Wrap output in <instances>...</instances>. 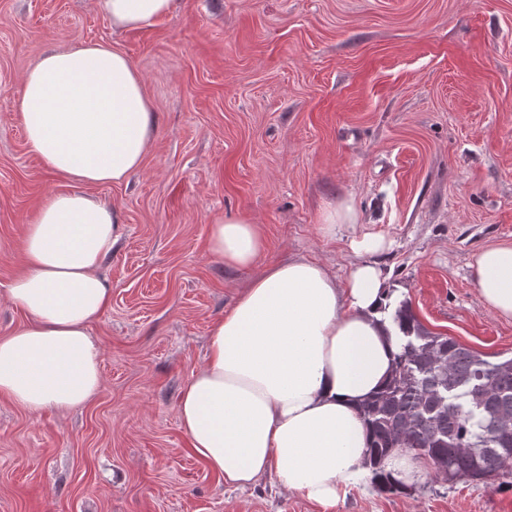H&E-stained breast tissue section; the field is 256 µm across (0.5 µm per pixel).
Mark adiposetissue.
I'll list each match as a JSON object with an SVG mask.
<instances>
[{"mask_svg": "<svg viewBox=\"0 0 512 512\" xmlns=\"http://www.w3.org/2000/svg\"><path fill=\"white\" fill-rule=\"evenodd\" d=\"M176 4L95 0L120 32L152 25ZM14 110L29 150L72 188L48 195L27 229L23 270L8 288L27 322L0 337V397L35 413L67 410L102 387L91 329L112 300L100 267L121 222L86 189L122 183L142 167L156 116L142 76L106 42L43 54ZM352 247L363 259L341 283L304 257L261 265L265 234L247 217L211 226V255L257 273L210 324L177 418L193 453L225 484L271 474L285 490L328 505L338 481L366 472L369 432L358 407L387 378L397 345L385 318L387 279L370 259L384 241L366 235ZM475 264L484 303L512 318V245L485 248Z\"/></svg>", "mask_w": 512, "mask_h": 512, "instance_id": "adipose-tissue-1", "label": "adipose tissue"}]
</instances>
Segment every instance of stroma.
Masks as SVG:
<instances>
[{
  "instance_id": "35a3bbf8",
  "label": "stroma",
  "mask_w": 512,
  "mask_h": 512,
  "mask_svg": "<svg viewBox=\"0 0 512 512\" xmlns=\"http://www.w3.org/2000/svg\"><path fill=\"white\" fill-rule=\"evenodd\" d=\"M113 42L157 115L141 170L91 187L121 217L93 325L103 385L38 413L0 398V512H512V485L427 470L409 493L339 482L325 507L272 477L225 486L191 452L176 406L207 332L252 273L208 251L210 226L262 224L264 263L302 256L346 280L352 239L378 233L392 305L489 359L512 318L481 299L475 255L512 244V0H177L116 33L94 0H0V336L29 221L68 182L13 110L44 52ZM356 226L319 230L330 204Z\"/></svg>"
}]
</instances>
